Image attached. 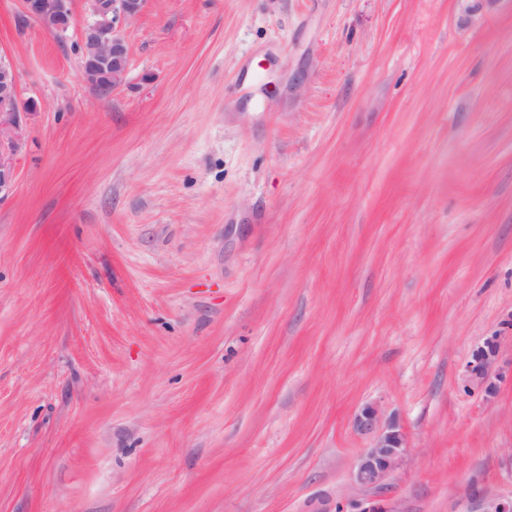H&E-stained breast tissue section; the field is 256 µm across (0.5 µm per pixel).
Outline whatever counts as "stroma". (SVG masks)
Segmentation results:
<instances>
[{"label":"stroma","mask_w":512,"mask_h":512,"mask_svg":"<svg viewBox=\"0 0 512 512\" xmlns=\"http://www.w3.org/2000/svg\"><path fill=\"white\" fill-rule=\"evenodd\" d=\"M0 0V512H392L512 495V0H148L101 96ZM500 339L496 394L466 384ZM34 100H23L15 64L0 55V198L11 188L16 157L26 145L22 115L35 112ZM353 425L359 433L370 437L369 445L357 460L353 480L362 487H381L403 459L404 433L394 419L384 418L372 404L357 411Z\"/></svg>","instance_id":"35a3bbf8"}]
</instances>
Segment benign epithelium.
I'll return each mask as SVG.
<instances>
[{
    "label": "benign epithelium",
    "mask_w": 512,
    "mask_h": 512,
    "mask_svg": "<svg viewBox=\"0 0 512 512\" xmlns=\"http://www.w3.org/2000/svg\"><path fill=\"white\" fill-rule=\"evenodd\" d=\"M87 4L88 19L78 43L80 67L85 80L96 90H114L126 81L130 65L123 29L141 16L147 0H87ZM23 9L25 16L58 37L73 25L71 0H23ZM36 109L35 101L20 97L15 64L0 55V198L10 191L16 157L26 145L22 115ZM497 353L495 337L476 350L467 365V384L493 388ZM353 425L359 433L370 437L369 445L357 460L353 480L362 487L378 488L403 459L404 433L394 419L383 417L372 404L357 411ZM352 506L354 512H393L381 499L356 501ZM466 512H512V496H495L477 489Z\"/></svg>",
    "instance_id": "obj_1"
}]
</instances>
